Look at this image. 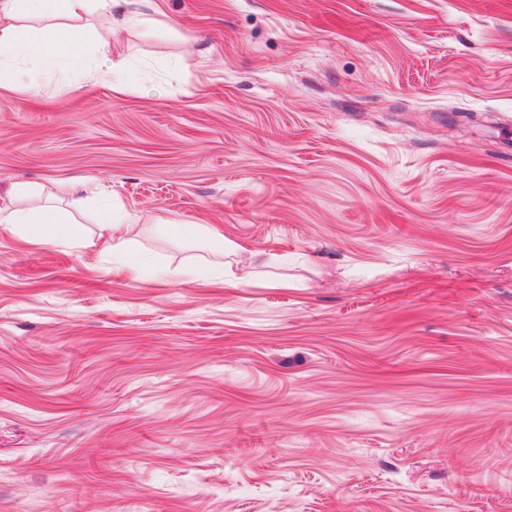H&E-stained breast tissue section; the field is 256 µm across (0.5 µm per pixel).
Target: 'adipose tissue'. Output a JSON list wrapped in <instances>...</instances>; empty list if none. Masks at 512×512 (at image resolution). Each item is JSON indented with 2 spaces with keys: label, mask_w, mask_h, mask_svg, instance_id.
<instances>
[{
  "label": "adipose tissue",
  "mask_w": 512,
  "mask_h": 512,
  "mask_svg": "<svg viewBox=\"0 0 512 512\" xmlns=\"http://www.w3.org/2000/svg\"><path fill=\"white\" fill-rule=\"evenodd\" d=\"M122 0H0V79L17 78L36 85L48 74L87 67L90 30L87 16L105 18L98 36L105 72L121 74L126 57L117 37L119 30L144 27L148 18L136 12L114 17ZM11 206L0 208V224L58 244L70 241L61 228L63 218L54 208L40 204V190L16 183L9 190Z\"/></svg>",
  "instance_id": "ef3b65f1"
}]
</instances>
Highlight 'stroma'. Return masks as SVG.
I'll return each instance as SVG.
<instances>
[{
  "mask_svg": "<svg viewBox=\"0 0 512 512\" xmlns=\"http://www.w3.org/2000/svg\"><path fill=\"white\" fill-rule=\"evenodd\" d=\"M127 8L0 86V207L129 216L0 225V512H512V0ZM9 194L14 203L0 208V224L53 244L75 240L76 237L58 227L59 224H67L59 212L45 205H34L42 195V188L32 189L25 184L14 183ZM178 232L187 237H201L209 241L211 246L224 253L229 248V245L224 244V235L214 228L203 226L202 224H181L178 227Z\"/></svg>",
  "mask_w": 512,
  "mask_h": 512,
  "instance_id": "stroma-1",
  "label": "stroma"
}]
</instances>
